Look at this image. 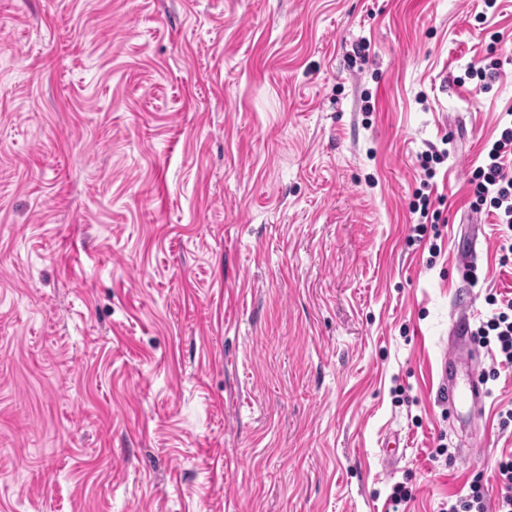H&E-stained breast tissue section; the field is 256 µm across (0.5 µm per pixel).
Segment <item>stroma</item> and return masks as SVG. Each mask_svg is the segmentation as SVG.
Returning a JSON list of instances; mask_svg holds the SVG:
<instances>
[{"mask_svg": "<svg viewBox=\"0 0 512 512\" xmlns=\"http://www.w3.org/2000/svg\"><path fill=\"white\" fill-rule=\"evenodd\" d=\"M510 108L512 0H0V512L496 504L512 369L469 427L432 385L512 290ZM505 114L511 117L509 123L501 129L499 138L487 146L484 163L477 166L468 179L473 194L472 211L481 212L489 198L490 208L498 215L502 265L511 263L512 256V109ZM509 162L510 168L507 167ZM448 156V152H441L438 153L436 151H424L421 152L417 156V160L419 161V166L423 170L424 178L421 179V186L422 189H418L419 192V202L417 206L415 205L414 208H412L413 213H416L418 210L420 212L421 219L428 217V210L430 206V198L429 194H426L423 192L424 189L430 188V180L434 178L435 176V170L433 169L431 163L434 161H443L444 157ZM421 203V204H420ZM469 493L454 500H448L441 512H487V493L482 478L475 475L469 482Z\"/></svg>", "mask_w": 512, "mask_h": 512, "instance_id": "obj_1", "label": "stroma"}]
</instances>
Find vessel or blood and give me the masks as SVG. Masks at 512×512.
Listing matches in <instances>:
<instances>
[{
	"mask_svg": "<svg viewBox=\"0 0 512 512\" xmlns=\"http://www.w3.org/2000/svg\"><path fill=\"white\" fill-rule=\"evenodd\" d=\"M472 347L469 337L455 333L447 352L443 353L438 368L437 394L447 402L449 409L461 423L478 418L486 392L480 374L469 370L464 381L455 378L456 368H467Z\"/></svg>",
	"mask_w": 512,
	"mask_h": 512,
	"instance_id": "1",
	"label": "vessel or blood"
}]
</instances>
